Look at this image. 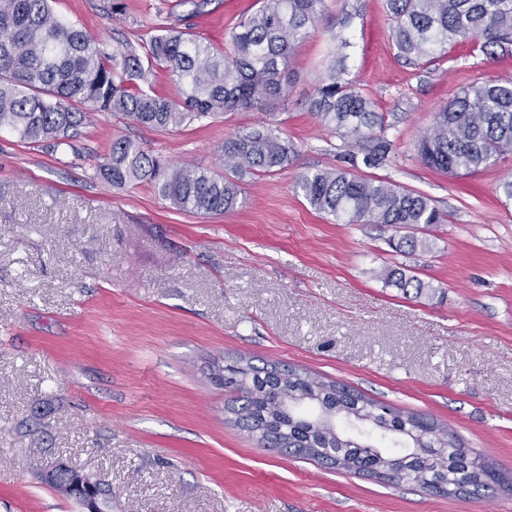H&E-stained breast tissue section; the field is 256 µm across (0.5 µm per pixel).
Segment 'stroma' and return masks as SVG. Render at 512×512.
I'll list each match as a JSON object with an SVG mask.
<instances>
[{
	"mask_svg": "<svg viewBox=\"0 0 512 512\" xmlns=\"http://www.w3.org/2000/svg\"><path fill=\"white\" fill-rule=\"evenodd\" d=\"M53 0L105 51L163 27L230 51L259 0ZM386 0H325L294 51L284 100L157 131L106 113L73 149L0 132V512H83L41 479L62 463L112 490V512H512V152L467 175L428 168L415 145L462 88L512 77V53L456 44L427 67L398 57ZM385 115L391 161L363 169L419 192L447 223L394 251L396 228L340 224L297 187L340 164L308 110L336 58ZM295 147L242 177L236 210H177L153 184L94 177L113 140L223 173L225 138L264 122ZM401 269L432 287L386 285ZM269 362L340 381L450 427L496 480L477 495L339 471L270 448L234 413L217 369Z\"/></svg>",
	"mask_w": 512,
	"mask_h": 512,
	"instance_id": "1",
	"label": "stroma"
}]
</instances>
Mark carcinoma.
I'll list each match as a JSON object with an SVG mask.
<instances>
[{
	"label": "carcinoma",
	"instance_id": "carcinoma-1",
	"mask_svg": "<svg viewBox=\"0 0 512 512\" xmlns=\"http://www.w3.org/2000/svg\"><path fill=\"white\" fill-rule=\"evenodd\" d=\"M391 38L406 64L424 66L463 40H478L488 55L512 45V0H386ZM324 0H261L232 34V53L165 27L144 54L107 53L84 29L59 19L50 0H0V130L25 143L71 146L97 112L134 124L173 130L230 112L263 108L284 97L288 62L295 47L315 30ZM164 70L176 85L173 96L141 86L147 73ZM308 110L344 145L342 162L357 169L390 162L393 143L383 115L333 61L308 102ZM512 150V79L473 84L438 112L421 135L417 154L430 168L474 173ZM293 148L264 125L224 140V166L243 177L266 175L288 165ZM95 176L115 186L148 181L177 210L222 215L237 208L241 190L230 178L200 167L169 166L131 139L112 141ZM314 209L341 224L394 228L443 222L432 200L386 180L362 178L338 167L304 175L299 184ZM386 282L422 293L427 285L398 269ZM224 385L238 392L244 428L266 443L355 473L398 471L396 480L429 492L467 488L493 472L479 456L456 460L461 445L450 430L420 414L370 399L340 382L307 371L250 362L224 366ZM336 412V431L319 427L311 407ZM66 477L49 484L85 505L96 496L111 503L101 483L65 488Z\"/></svg>",
	"mask_w": 512,
	"mask_h": 512
}]
</instances>
